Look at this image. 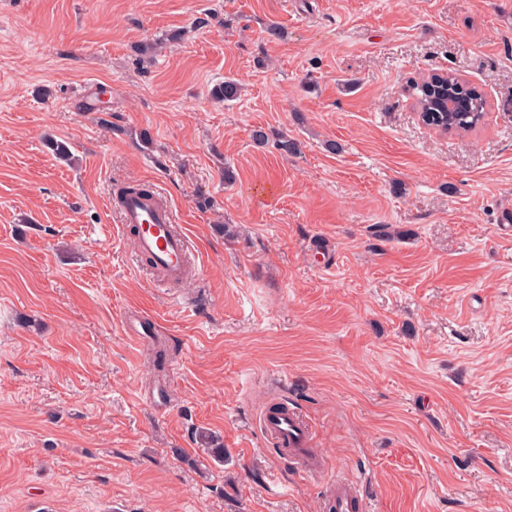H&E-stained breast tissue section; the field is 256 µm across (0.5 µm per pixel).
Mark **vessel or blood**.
I'll return each mask as SVG.
<instances>
[{"mask_svg": "<svg viewBox=\"0 0 512 512\" xmlns=\"http://www.w3.org/2000/svg\"><path fill=\"white\" fill-rule=\"evenodd\" d=\"M121 220L134 228L135 251L139 258L152 261L153 270L163 279L186 277L187 242L175 228L170 204L155 193L132 194L117 202ZM267 437L274 440L310 477L320 476L323 457L312 446V427L295 408L267 410L260 418ZM333 512H370L369 501L358 485L336 479L326 485Z\"/></svg>", "mask_w": 512, "mask_h": 512, "instance_id": "vessel-or-blood-1", "label": "vessel or blood"}]
</instances>
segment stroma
<instances>
[{"label": "stroma", "mask_w": 512, "mask_h": 512, "mask_svg": "<svg viewBox=\"0 0 512 512\" xmlns=\"http://www.w3.org/2000/svg\"><path fill=\"white\" fill-rule=\"evenodd\" d=\"M436 70L474 131L421 123ZM127 183L195 276L136 257ZM509 200L512 0H0V512H326L258 428L282 401L373 512H512ZM447 93L463 100L466 107L461 113L462 120L454 122L455 129L458 134H466L477 128L484 115L485 98L481 90L471 84L461 81L454 74L448 77Z\"/></svg>", "instance_id": "35a3bbf8"}]
</instances>
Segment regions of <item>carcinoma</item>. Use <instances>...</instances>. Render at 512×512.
Returning <instances> with one entry per match:
<instances>
[{"instance_id": "1", "label": "carcinoma", "mask_w": 512, "mask_h": 512, "mask_svg": "<svg viewBox=\"0 0 512 512\" xmlns=\"http://www.w3.org/2000/svg\"><path fill=\"white\" fill-rule=\"evenodd\" d=\"M412 90L417 106L422 112L423 122L440 131L448 126V117L444 116L443 111L435 104V99L443 90L466 103L465 110L461 113V119L454 122V132L466 134L475 130L484 115L486 101L481 90L460 80L453 74L448 77V83L445 87L436 84L432 78L427 77L413 84ZM210 94L217 101L233 102L241 96V84L234 78H226L224 82L214 86Z\"/></svg>"}]
</instances>
